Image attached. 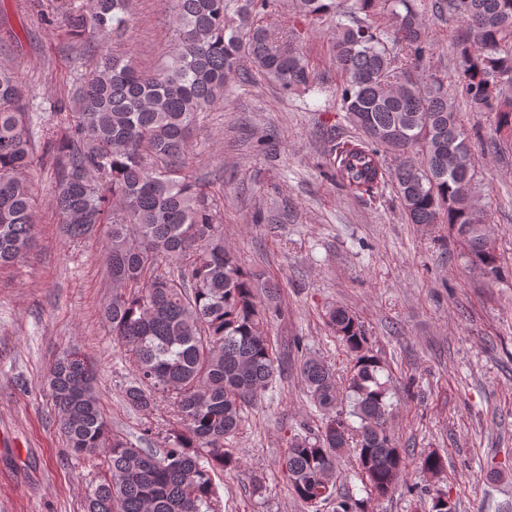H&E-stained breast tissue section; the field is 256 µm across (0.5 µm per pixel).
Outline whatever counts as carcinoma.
Instances as JSON below:
<instances>
[{"mask_svg": "<svg viewBox=\"0 0 512 512\" xmlns=\"http://www.w3.org/2000/svg\"><path fill=\"white\" fill-rule=\"evenodd\" d=\"M167 2L175 32L168 60L142 69L114 48L134 0H48L41 21L62 28L69 47L92 54L95 67L38 130L27 120L38 105L0 63V268L33 246L30 172L41 147L56 159L51 202L61 232L79 240L107 229L115 292L103 317L133 363L127 403L143 413L160 399L174 407L167 445L137 448L111 433L92 369L71 352L55 360L45 382L69 448L90 458L107 449L86 512H223L214 476L239 464L224 443L239 430L244 407L281 374L268 336L279 283L260 281L224 247L213 204L187 171L189 138L199 113L224 100L226 76L243 57L286 92L311 89L315 75L303 53L272 40L263 24L271 0H244L236 24L225 0ZM296 4L306 16L336 10V0ZM355 5L365 18L336 22L334 53L342 108L361 137L354 144L328 138L334 176L370 199L391 178L410 223L448 225L465 261L498 278L499 257L485 248L489 213L474 200L473 144L448 78L420 81L413 74L426 55L414 0ZM431 7L466 24L456 42L457 88L477 109L494 113L496 129L511 140L512 0H432ZM379 11L392 17L393 29L366 22ZM325 323L350 366L340 382L324 360H303L300 376L322 411L321 425L313 436L293 433L282 466L312 512L332 500L335 512H368L365 503L395 488L409 457L389 426L384 367L364 325L342 306L326 310ZM347 450L364 500L336 498V462ZM419 465L435 474L446 459L433 450Z\"/></svg>", "mask_w": 512, "mask_h": 512, "instance_id": "cac0c4a2", "label": "carcinoma"}]
</instances>
